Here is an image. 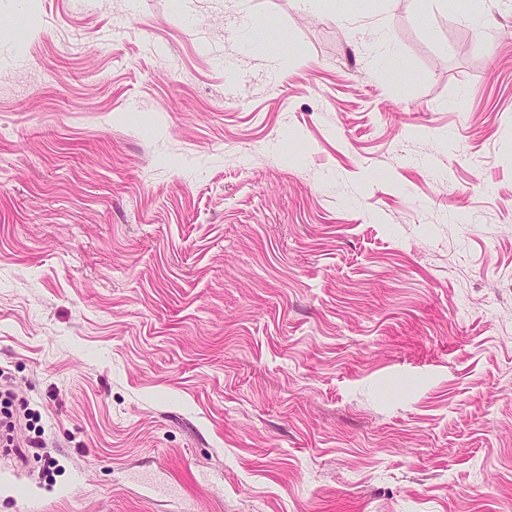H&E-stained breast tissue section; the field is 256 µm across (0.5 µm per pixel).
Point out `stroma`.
Instances as JSON below:
<instances>
[{"label": "stroma", "mask_w": 512, "mask_h": 512, "mask_svg": "<svg viewBox=\"0 0 512 512\" xmlns=\"http://www.w3.org/2000/svg\"><path fill=\"white\" fill-rule=\"evenodd\" d=\"M0 385V512H512V0H0ZM5 397L1 399V405L3 404V408H1V418H0V438H1V446L3 445L5 448H21V447H32V445L21 443L16 439L14 433L17 429V425H19L20 421L14 417L12 411L9 410V392L5 391Z\"/></svg>", "instance_id": "stroma-1"}]
</instances>
